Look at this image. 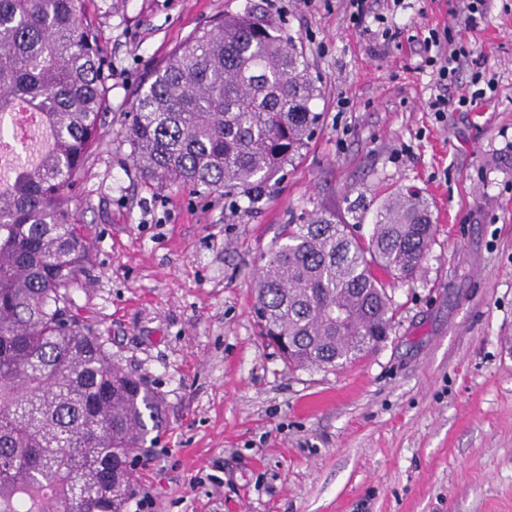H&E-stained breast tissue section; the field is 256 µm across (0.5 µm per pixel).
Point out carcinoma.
<instances>
[{"label":"carcinoma","mask_w":512,"mask_h":512,"mask_svg":"<svg viewBox=\"0 0 512 512\" xmlns=\"http://www.w3.org/2000/svg\"><path fill=\"white\" fill-rule=\"evenodd\" d=\"M106 81L84 0H0V140L21 104L51 137L39 163L0 180V512H124L130 457L163 429L160 395L74 314L89 243L73 205ZM319 95L274 20L226 15L154 69L124 136L159 188L252 198L307 146ZM434 234L413 190L380 206L366 239L334 211L282 225L255 285L261 336L295 369L377 347L395 315L380 274L413 280Z\"/></svg>","instance_id":"cac0c4a2"}]
</instances>
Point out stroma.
Here are the masks:
<instances>
[{"instance_id": "35a3bbf8", "label": "stroma", "mask_w": 512, "mask_h": 512, "mask_svg": "<svg viewBox=\"0 0 512 512\" xmlns=\"http://www.w3.org/2000/svg\"><path fill=\"white\" fill-rule=\"evenodd\" d=\"M302 45L320 96L312 140L255 198L156 188L123 136L140 86L191 34L244 8ZM86 0L109 65L107 108L76 221L92 253L73 298L113 358L162 398L165 426L131 466L152 512H512V0L465 29L448 0ZM399 27L374 39L376 17ZM467 43L458 82L422 69L424 36ZM495 92L428 111L474 72ZM413 187L436 234L421 275L387 279V341L295 370L260 336L254 285L282 224L379 206Z\"/></svg>"}]
</instances>
